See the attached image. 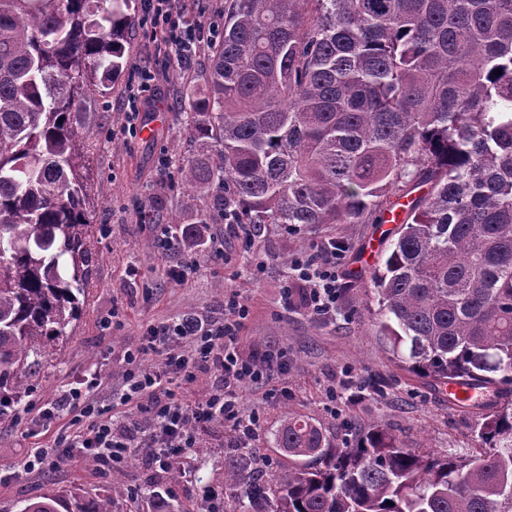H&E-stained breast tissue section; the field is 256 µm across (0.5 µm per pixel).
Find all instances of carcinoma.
I'll return each mask as SVG.
<instances>
[{"mask_svg": "<svg viewBox=\"0 0 512 512\" xmlns=\"http://www.w3.org/2000/svg\"><path fill=\"white\" fill-rule=\"evenodd\" d=\"M136 9L0 0V424L41 340L78 317L92 255L73 111L124 72ZM210 55L185 98L186 183L219 187L238 224L310 232L381 223L398 190L372 277L380 331L433 385L495 390L469 456L379 427L332 445L290 416L273 434L284 476L249 471V448L224 454V512H512V0H228ZM121 494L50 490L21 512H113Z\"/></svg>", "mask_w": 512, "mask_h": 512, "instance_id": "obj_1", "label": "carcinoma"}]
</instances>
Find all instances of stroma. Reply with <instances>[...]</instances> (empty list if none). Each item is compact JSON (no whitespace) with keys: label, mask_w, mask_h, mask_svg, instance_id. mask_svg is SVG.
I'll use <instances>...</instances> for the list:
<instances>
[{"label":"stroma","mask_w":512,"mask_h":512,"mask_svg":"<svg viewBox=\"0 0 512 512\" xmlns=\"http://www.w3.org/2000/svg\"><path fill=\"white\" fill-rule=\"evenodd\" d=\"M163 33L146 34L134 23L127 35V67L106 92L86 91L74 116L83 139L80 173L87 187L89 246L96 255L80 314L65 336L48 343L39 372L30 378L16 422L0 428V512H20L25 500L47 489L106 491L111 482L127 494L115 499L114 512H151L158 493H168L171 512H206V490L224 488V450L228 439L201 435V450L190 451L188 473L169 484L164 473L134 460L111 474L79 459L54 471L27 469L34 449L52 444L69 415L38 420V409L91 376L110 383L99 403L110 406L120 391L124 353L139 345L147 324L186 312L220 311L225 293L244 297L252 310L241 334L244 350H286L288 398L262 405L260 393L243 385L245 409L260 406L264 423L254 442V468L284 469L288 460L274 448L275 430L289 414L310 417L329 439H342L381 426L408 447L438 454L467 455L480 447V410L458 411L447 395L414 376L394 357L388 337L379 333V306L372 275L381 267L394 238L390 224H333L316 233H290L265 225L243 254L237 238L225 236L224 221L211 219L207 233L223 237V261L200 255V268L182 284L169 280L180 256L154 248L153 227L172 218L196 225L211 210L213 192L187 189L180 168L197 153L194 119L184 106L186 91L201 84L210 69L208 50L190 67L167 63ZM149 67L163 73L161 93L141 115V130L122 131L133 72ZM324 238L345 248V279L336 318L320 321L301 305L284 306L281 286L288 258L311 250ZM267 262L261 280L250 274L248 257ZM342 390L330 401L331 387Z\"/></svg>","instance_id":"stroma-1"}]
</instances>
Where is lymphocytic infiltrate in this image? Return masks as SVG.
Returning a JSON list of instances; mask_svg holds the SVG:
<instances>
[{
    "instance_id": "1",
    "label": "lymphocytic infiltrate",
    "mask_w": 512,
    "mask_h": 512,
    "mask_svg": "<svg viewBox=\"0 0 512 512\" xmlns=\"http://www.w3.org/2000/svg\"><path fill=\"white\" fill-rule=\"evenodd\" d=\"M144 24L164 30L170 55L179 65H189L203 40H216L217 24L192 19L174 0H142ZM343 249L327 243L313 253H302L291 263L282 287V300L300 294L305 308L316 319L336 315V301L345 278ZM249 316L246 303L233 298L222 318L211 313H187L175 320L148 325L143 341L127 350L122 375L120 416L97 406L89 390L73 388L42 411L50 418L60 411L72 414L70 429L59 433L51 447L39 448L28 460L29 468L54 470L79 458L93 459L102 472L132 460H142L160 471H169L189 450L198 447L203 432L230 428L241 447L263 426V413L244 411L240 401L243 385L263 387L264 402L287 398V383L278 377L287 366L271 354L244 352L240 330ZM157 363L144 367V356ZM210 381L205 399L187 398V390L200 377Z\"/></svg>"
}]
</instances>
